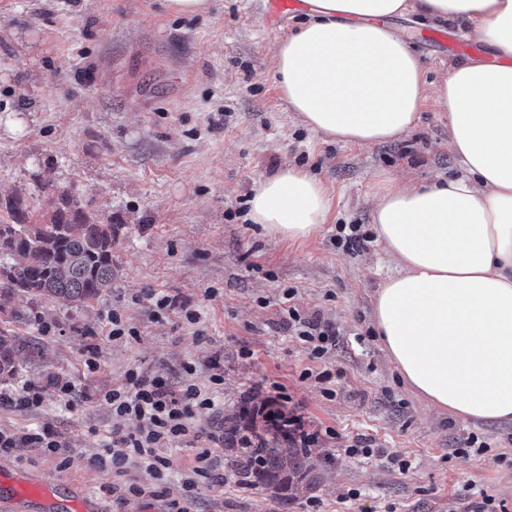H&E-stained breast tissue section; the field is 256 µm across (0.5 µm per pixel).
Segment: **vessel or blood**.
I'll use <instances>...</instances> for the list:
<instances>
[{
    "label": "vessel or blood",
    "mask_w": 512,
    "mask_h": 512,
    "mask_svg": "<svg viewBox=\"0 0 512 512\" xmlns=\"http://www.w3.org/2000/svg\"><path fill=\"white\" fill-rule=\"evenodd\" d=\"M43 506L45 512H102L97 500L61 479L20 473L0 465V512H24L29 504Z\"/></svg>",
    "instance_id": "obj_1"
}]
</instances>
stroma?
<instances>
[{
  "instance_id": "stroma-1",
  "label": "stroma",
  "mask_w": 512,
  "mask_h": 512,
  "mask_svg": "<svg viewBox=\"0 0 512 512\" xmlns=\"http://www.w3.org/2000/svg\"><path fill=\"white\" fill-rule=\"evenodd\" d=\"M303 18L268 19L265 0H207L197 14L174 13L167 0H0V222L18 199L30 223H48L66 193L116 227L112 287L89 307L23 297L0 312V328L26 341L11 386L35 384L42 396L26 410L0 408V426L52 424L73 458L62 469L59 456L20 448L0 463L73 482L107 512H165V500L128 493L153 488L148 471L114 476L89 459L113 429L132 426L102 399L123 387L127 369L177 381L189 363L202 386L223 373L216 411L245 400L285 405L326 453L318 483L283 504L273 489L225 480L224 449L208 441L215 411H199L200 441L168 450L181 468L212 450L190 512H477L486 492L512 512V423L474 424L432 406L403 383L371 320L377 290L396 270L372 235L383 175L426 183L462 173L436 94L456 58L428 42L431 27L418 16L395 19L422 64L426 98L407 135L344 144L305 127L277 85L276 47ZM287 163L319 178L330 197L325 223L298 240L270 236L242 212ZM340 224L361 225L367 241L337 244ZM288 287L297 308L336 330L322 359L283 322ZM154 291L199 307L200 323L176 311L154 320ZM113 309L138 339L108 337ZM92 354L94 372L85 366ZM472 435L488 453L457 455ZM359 438L372 457L347 453Z\"/></svg>"
}]
</instances>
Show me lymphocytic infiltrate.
<instances>
[{"label":"lymphocytic infiltrate","instance_id":"f902f5d3","mask_svg":"<svg viewBox=\"0 0 512 512\" xmlns=\"http://www.w3.org/2000/svg\"><path fill=\"white\" fill-rule=\"evenodd\" d=\"M295 294L292 288L282 292L288 328L313 358H323L335 331L319 316L306 315L293 306ZM183 371L184 379L174 382L132 367L126 372L122 388L104 393L103 399L111 406L113 416L132 420L133 426L113 431L104 451L93 456V466L116 474L131 465L141 466L156 482L155 496L168 497L174 462L164 451L173 444L197 438L192 421L199 410L214 409L213 390L224 383L223 375L216 373L205 388L193 382V366H184ZM64 446L61 435L48 424L21 433L0 428V454L15 448H42L55 453Z\"/></svg>","mask_w":512,"mask_h":512}]
</instances>
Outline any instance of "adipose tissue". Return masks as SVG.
<instances>
[{
	"label": "adipose tissue",
	"instance_id": "1",
	"mask_svg": "<svg viewBox=\"0 0 512 512\" xmlns=\"http://www.w3.org/2000/svg\"><path fill=\"white\" fill-rule=\"evenodd\" d=\"M308 19L275 53L278 87L303 125L373 145L414 125L421 63L390 18L465 24L491 60L451 67L437 87L462 177L405 185L384 175L372 219L396 271L375 330L419 396L474 423H512V0H307ZM324 184L293 165L262 181L250 218L296 240L325 223Z\"/></svg>",
	"mask_w": 512,
	"mask_h": 512
}]
</instances>
